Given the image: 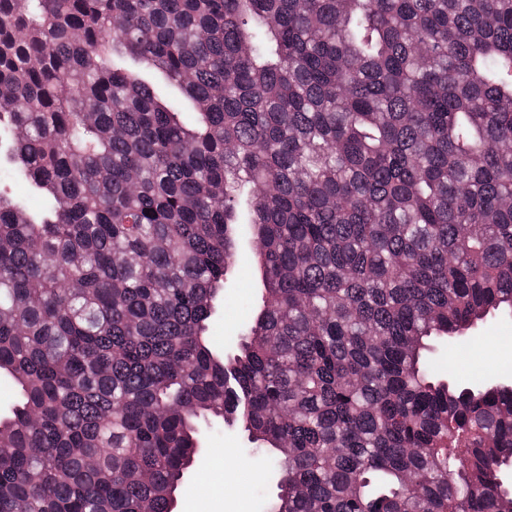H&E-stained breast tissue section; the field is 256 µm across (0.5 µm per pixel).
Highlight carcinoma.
I'll return each mask as SVG.
<instances>
[{
  "mask_svg": "<svg viewBox=\"0 0 512 512\" xmlns=\"http://www.w3.org/2000/svg\"><path fill=\"white\" fill-rule=\"evenodd\" d=\"M507 144L512 0H0V512H170L224 426L270 512H512V389L435 371L512 317ZM9 196L23 204L28 211L36 213L41 211L40 196L25 181H12L7 187ZM254 253L255 249L250 243L241 247L229 276V288L224 289V294L216 303L207 336L217 350L225 352L235 346L242 324L249 321L257 312L261 284Z\"/></svg>",
  "mask_w": 512,
  "mask_h": 512,
  "instance_id": "1",
  "label": "carcinoma"
}]
</instances>
